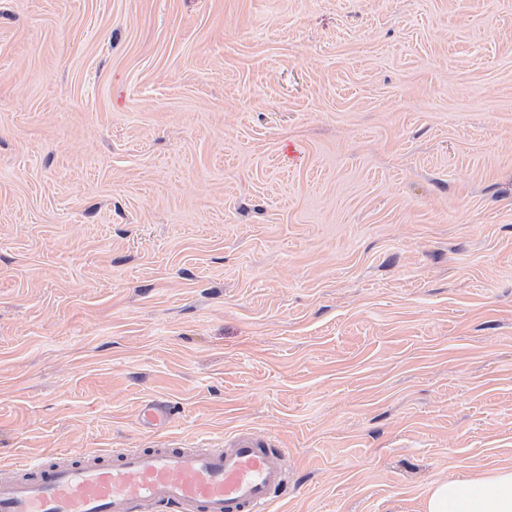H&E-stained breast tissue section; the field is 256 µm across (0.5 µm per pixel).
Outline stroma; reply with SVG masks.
<instances>
[{
    "label": "stroma",
    "mask_w": 512,
    "mask_h": 512,
    "mask_svg": "<svg viewBox=\"0 0 512 512\" xmlns=\"http://www.w3.org/2000/svg\"><path fill=\"white\" fill-rule=\"evenodd\" d=\"M241 428L271 512L512 467V0H0V475ZM169 418V411L163 403H152L143 407L142 422L145 428L150 430L159 429L166 425Z\"/></svg>",
    "instance_id": "1"
}]
</instances>
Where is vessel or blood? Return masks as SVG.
Returning <instances> with one entry per match:
<instances>
[{"instance_id": "1", "label": "vessel or blood", "mask_w": 512, "mask_h": 512, "mask_svg": "<svg viewBox=\"0 0 512 512\" xmlns=\"http://www.w3.org/2000/svg\"><path fill=\"white\" fill-rule=\"evenodd\" d=\"M168 418L165 404L142 409L145 428ZM24 468L25 476L0 480V512H268L288 475L284 449L252 429L205 451L116 448Z\"/></svg>"}]
</instances>
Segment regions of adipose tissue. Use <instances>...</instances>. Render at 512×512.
Returning <instances> with one entry per match:
<instances>
[{
  "instance_id": "1",
  "label": "adipose tissue",
  "mask_w": 512,
  "mask_h": 512,
  "mask_svg": "<svg viewBox=\"0 0 512 512\" xmlns=\"http://www.w3.org/2000/svg\"><path fill=\"white\" fill-rule=\"evenodd\" d=\"M425 512H512V468L431 484Z\"/></svg>"
}]
</instances>
